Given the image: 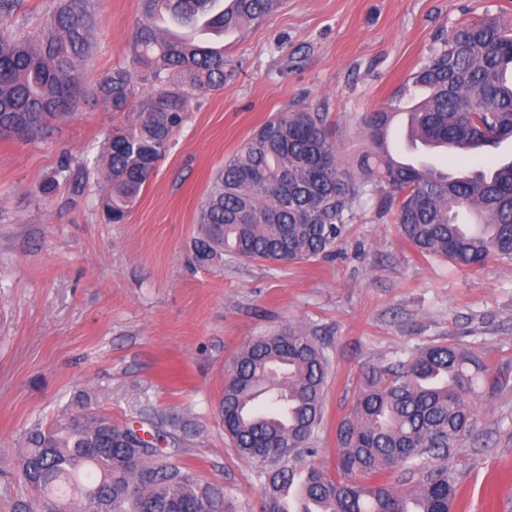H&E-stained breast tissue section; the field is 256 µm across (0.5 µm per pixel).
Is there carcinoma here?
<instances>
[{
  "instance_id": "1",
  "label": "carcinoma",
  "mask_w": 512,
  "mask_h": 512,
  "mask_svg": "<svg viewBox=\"0 0 512 512\" xmlns=\"http://www.w3.org/2000/svg\"><path fill=\"white\" fill-rule=\"evenodd\" d=\"M281 0H140L142 21L128 48L132 64L157 85L136 98L131 72L116 66L96 88L132 122L105 142L104 216L123 222L164 156L195 95L233 76L224 52L193 37L177 40L163 17L201 32L230 35L275 12ZM98 17L93 0H59L32 38L0 35V134L35 139L71 117L81 95L78 66ZM512 26L497 19L464 23L410 78L428 91L412 113V139L466 146L478 157L512 139ZM399 104L361 118L370 143L356 178L337 154L339 126L324 105L278 113L216 170L197 215L193 258L295 262L332 251L344 238L370 182L386 191L394 221L420 253L477 270L512 260V161L448 177L430 164L404 168L384 149ZM79 188L69 160L47 181ZM484 216L470 232L462 213ZM329 361L315 337L290 329L250 342L224 381L220 413L240 455L260 464L264 512H287L282 492L296 485L294 512H451L457 482L448 466L474 431V399L493 391L490 368L450 343H432L362 373L354 406L337 428L336 476L305 464L315 453ZM78 411L26 433L21 477L37 512H222L224 493L172 461L164 420L146 430L77 401Z\"/></svg>"
}]
</instances>
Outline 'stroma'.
Masks as SVG:
<instances>
[{"label": "stroma", "instance_id": "obj_1", "mask_svg": "<svg viewBox=\"0 0 512 512\" xmlns=\"http://www.w3.org/2000/svg\"><path fill=\"white\" fill-rule=\"evenodd\" d=\"M100 21L79 65L81 98L33 142L0 135V512L33 494L20 480L24 435L76 411L78 396L116 423L160 416L177 463L224 493V512H262L257 463L220 416L227 371L248 342L314 333L330 364L313 465L335 472L336 430L360 373L432 342L480 356L498 378L450 459L452 512H512V263L461 270L422 256L383 191L368 192L334 255L288 265L191 260L199 206L225 158L276 113L324 105L351 174L368 148L358 122L392 98L460 24H512V0H283L224 39L233 76L195 97L165 157L121 224L101 216L103 184L42 186L62 160L79 169L131 121L96 95L129 65L139 0H96Z\"/></svg>", "mask_w": 512, "mask_h": 512}]
</instances>
